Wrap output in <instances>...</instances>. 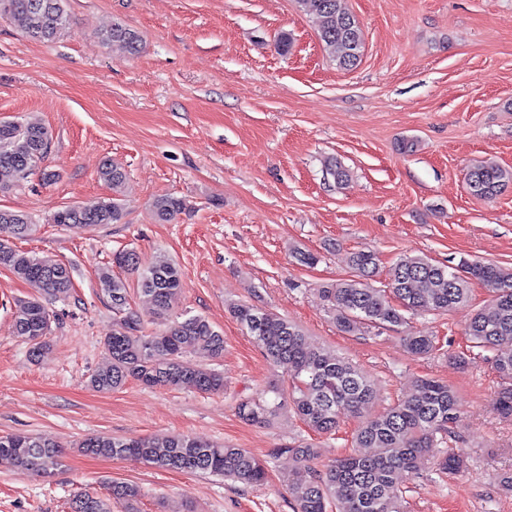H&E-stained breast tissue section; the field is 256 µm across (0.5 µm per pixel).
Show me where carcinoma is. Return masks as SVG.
<instances>
[{
  "mask_svg": "<svg viewBox=\"0 0 512 512\" xmlns=\"http://www.w3.org/2000/svg\"><path fill=\"white\" fill-rule=\"evenodd\" d=\"M300 12L313 19L323 51L339 68L351 70L361 61L364 32L359 20L342 7V0H296ZM0 16L7 17L28 37L53 42L67 29V0H0ZM102 40L134 55L140 49L139 34L115 23ZM50 140L40 125L0 121V192L19 185L40 170ZM325 172L342 188L350 171L335 157L324 160ZM100 178L116 192L126 180L125 170L106 162ZM512 184V169L486 159L469 169L471 195L493 200ZM186 209V202L163 196L153 203V213L169 222ZM61 226L96 227L118 224L122 210L117 199L99 198L89 204L67 206L55 212ZM18 237L35 231L31 218L21 212L0 209V229ZM353 275L321 288L322 298L344 333L362 335L371 329L408 325L414 314H446L469 308L466 335L472 347L493 353L492 367L502 381L495 404L512 414V272L492 262L460 263V268L436 264L425 256L404 254L388 271V283L373 285L379 269L370 251L351 253ZM112 264L138 275L141 290L150 297L161 326L148 323L129 307L126 282L106 268L99 273L101 291L109 297L119 318L112 335L104 340L108 364L93 372L90 385L106 392L134 379L148 387L191 385L203 392L224 389V375L209 362L224 354L223 333L202 315L174 313L183 288V275L173 262L160 258L141 266L134 251L114 254ZM0 268L24 279L49 297L66 296L72 288L71 270L63 263L21 251L0 238ZM484 286L489 299L472 304V285ZM236 320L247 330L273 369L288 379V389L268 386L266 394L241 401L238 416L249 423L265 424L284 409L312 431L331 433L346 414H358L373 395V384L357 366L331 356L312 342L304 331L280 314L248 302L232 303ZM55 319L40 297L17 300L13 326L30 344L29 356L37 358L49 345ZM408 351L426 356L437 350L434 336L410 332L404 336ZM454 390L434 378L416 380L414 392L390 404L382 413L361 422L352 436V449L316 470L309 465L318 456L311 444L270 450L269 456H289L297 466L288 478L295 512H403L405 487L398 474L416 473L421 458H431L436 471L450 478L464 472L463 457L453 451L437 454V434L449 432L456 419ZM78 447L87 454L129 459L155 468L199 472L224 477L245 486L268 480L267 461L244 448L197 440L189 435L163 438L99 439L89 437ZM63 446L46 435L0 436V456L10 457L22 470L52 472L61 464ZM111 496L133 503L139 496L133 485L115 483ZM71 512H109L108 500L84 494L73 499Z\"/></svg>",
  "mask_w": 512,
  "mask_h": 512,
  "instance_id": "cac0c4a2",
  "label": "carcinoma"
}]
</instances>
